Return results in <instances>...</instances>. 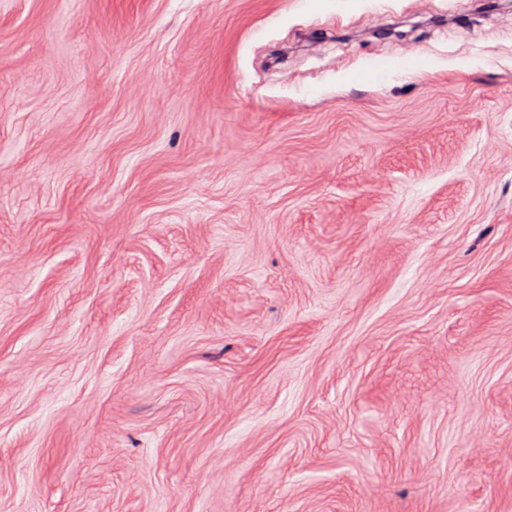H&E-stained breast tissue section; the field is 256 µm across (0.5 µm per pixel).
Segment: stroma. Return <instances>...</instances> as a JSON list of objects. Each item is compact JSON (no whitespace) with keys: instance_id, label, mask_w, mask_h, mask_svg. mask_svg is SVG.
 <instances>
[{"instance_id":"1","label":"stroma","mask_w":512,"mask_h":512,"mask_svg":"<svg viewBox=\"0 0 512 512\" xmlns=\"http://www.w3.org/2000/svg\"><path fill=\"white\" fill-rule=\"evenodd\" d=\"M0 512H512V0H0Z\"/></svg>"}]
</instances>
